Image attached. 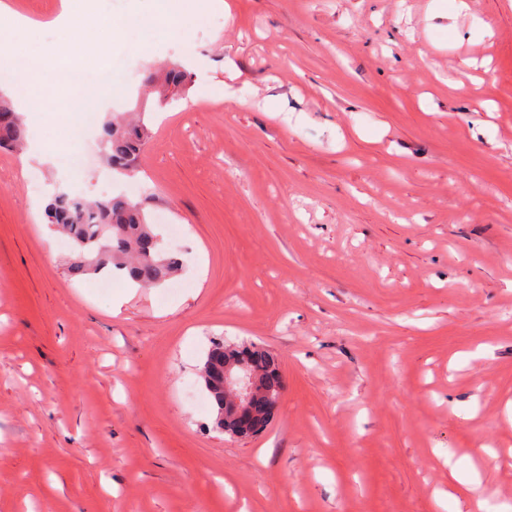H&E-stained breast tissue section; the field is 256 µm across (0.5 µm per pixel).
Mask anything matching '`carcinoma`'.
Segmentation results:
<instances>
[{
  "label": "carcinoma",
  "instance_id": "carcinoma-1",
  "mask_svg": "<svg viewBox=\"0 0 512 512\" xmlns=\"http://www.w3.org/2000/svg\"><path fill=\"white\" fill-rule=\"evenodd\" d=\"M162 79L175 95L184 85V75L176 67L164 69ZM148 128L142 123L123 120L109 121L103 128L104 156L112 169L131 173L146 139ZM27 139V129L11 103L0 101V148H21ZM48 224L71 241L73 251L67 270L73 277L95 275L118 270L131 283L140 287H157L168 281L180 268V261L164 254L161 240L147 219L144 205L124 194L105 200L88 202L74 199L67 192L55 193L45 208ZM242 362L259 378L258 394L253 407L263 415L267 397L276 395L280 387L277 356L258 345L226 346L215 342L206 352L204 363ZM216 409L224 412L231 401L224 389L213 384L205 387Z\"/></svg>",
  "mask_w": 512,
  "mask_h": 512
}]
</instances>
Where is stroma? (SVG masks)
<instances>
[{
  "label": "stroma",
  "mask_w": 512,
  "mask_h": 512,
  "mask_svg": "<svg viewBox=\"0 0 512 512\" xmlns=\"http://www.w3.org/2000/svg\"><path fill=\"white\" fill-rule=\"evenodd\" d=\"M4 2L51 55L61 0ZM468 3L184 0L146 54L99 24L153 0H92L108 72L64 94L151 137L132 177L98 121L77 177L58 120L0 149V512H512V0ZM64 184L176 227V281L70 276ZM215 340L281 361L259 437L212 428Z\"/></svg>",
  "instance_id": "obj_1"
}]
</instances>
